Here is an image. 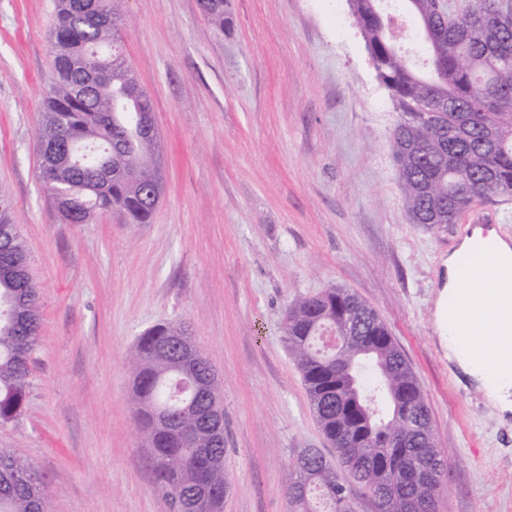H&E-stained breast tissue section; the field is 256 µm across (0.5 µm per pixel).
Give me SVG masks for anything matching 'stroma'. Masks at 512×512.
<instances>
[{"instance_id": "1", "label": "stroma", "mask_w": 512, "mask_h": 512, "mask_svg": "<svg viewBox=\"0 0 512 512\" xmlns=\"http://www.w3.org/2000/svg\"><path fill=\"white\" fill-rule=\"evenodd\" d=\"M122 49L151 96L164 193L150 223L67 224L39 179L55 0H0V191L40 298L21 417L0 427L55 512H168L129 402L128 357L181 322L224 394V512H288L298 449L334 451L288 354L297 297L343 287L403 350L447 464L436 512H512V415L458 383L439 345L441 260L472 224L512 240V197L458 223H411L396 114L348 0H126ZM225 2L224 0H203L201 4L208 21L222 34H224V28H227L231 21Z\"/></svg>"}]
</instances>
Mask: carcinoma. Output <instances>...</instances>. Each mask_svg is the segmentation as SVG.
Wrapping results in <instances>:
<instances>
[{
  "label": "carcinoma",
  "instance_id": "1",
  "mask_svg": "<svg viewBox=\"0 0 512 512\" xmlns=\"http://www.w3.org/2000/svg\"><path fill=\"white\" fill-rule=\"evenodd\" d=\"M123 0H57L51 32L54 74L39 140L40 178L57 192L68 224H95L118 212L129 224H148L156 204L149 185L162 179L158 133L134 120L153 111L124 54ZM378 78L397 120L392 154L410 218L431 228L455 224L474 203L512 195V26L498 20L502 0H464L448 18L437 0H402L426 44L418 66L397 43L381 0H349ZM219 32L230 25L224 0H203ZM0 192V425L22 415L30 364L39 346L40 305L27 255ZM288 350L296 361L325 440L343 471L388 512H434L446 470L429 409L412 367L376 311L345 288H328L291 303L284 316ZM344 336L328 352L321 338ZM183 344H165L169 336ZM185 324L159 323L132 353L131 398L157 487L170 512H223L229 487L224 448L211 437V399L181 374ZM351 375L336 373V363ZM289 512H353L349 490L317 448L296 454ZM0 512H53L52 491L18 448L0 450Z\"/></svg>",
  "mask_w": 512,
  "mask_h": 512
}]
</instances>
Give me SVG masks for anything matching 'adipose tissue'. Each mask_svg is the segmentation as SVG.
Wrapping results in <instances>:
<instances>
[{
    "label": "adipose tissue",
    "instance_id": "1",
    "mask_svg": "<svg viewBox=\"0 0 512 512\" xmlns=\"http://www.w3.org/2000/svg\"><path fill=\"white\" fill-rule=\"evenodd\" d=\"M443 265L440 344L500 413H511L512 243L476 227Z\"/></svg>",
    "mask_w": 512,
    "mask_h": 512
}]
</instances>
